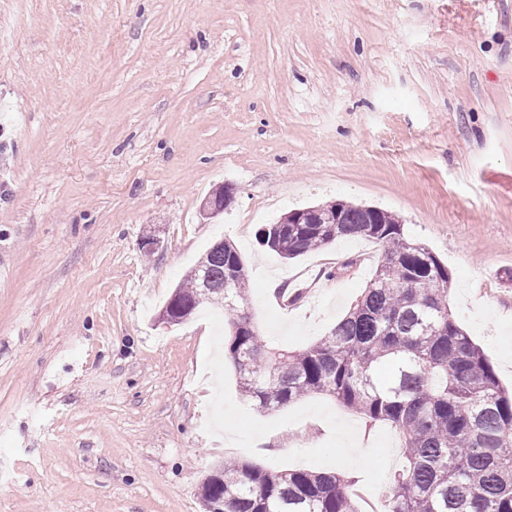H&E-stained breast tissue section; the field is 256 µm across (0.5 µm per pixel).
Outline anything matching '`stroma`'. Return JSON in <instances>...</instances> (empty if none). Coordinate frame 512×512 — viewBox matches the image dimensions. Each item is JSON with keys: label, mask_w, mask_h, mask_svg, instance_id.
I'll list each match as a JSON object with an SVG mask.
<instances>
[{"label": "stroma", "mask_w": 512, "mask_h": 512, "mask_svg": "<svg viewBox=\"0 0 512 512\" xmlns=\"http://www.w3.org/2000/svg\"><path fill=\"white\" fill-rule=\"evenodd\" d=\"M0 28V512H204L233 459L380 493L403 462L391 425L353 454L361 418L334 398L242 396L222 310L158 320L223 239L269 346L327 334L382 248L257 244L312 203L402 220L512 388V0H0ZM225 182L234 204L205 218Z\"/></svg>", "instance_id": "obj_1"}]
</instances>
